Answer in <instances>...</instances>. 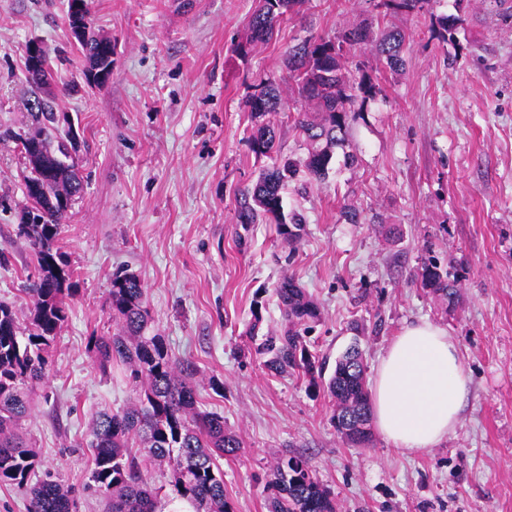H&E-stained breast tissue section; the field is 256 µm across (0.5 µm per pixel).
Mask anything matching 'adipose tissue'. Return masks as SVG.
Returning <instances> with one entry per match:
<instances>
[{
	"label": "adipose tissue",
	"mask_w": 512,
	"mask_h": 512,
	"mask_svg": "<svg viewBox=\"0 0 512 512\" xmlns=\"http://www.w3.org/2000/svg\"><path fill=\"white\" fill-rule=\"evenodd\" d=\"M469 378L447 329L405 325L381 359L373 384V418L395 448L421 452L443 443L464 410Z\"/></svg>",
	"instance_id": "adipose-tissue-1"
}]
</instances>
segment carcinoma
Masks as SVG:
<instances>
[{"label": "carcinoma", "instance_id": "1", "mask_svg": "<svg viewBox=\"0 0 512 512\" xmlns=\"http://www.w3.org/2000/svg\"><path fill=\"white\" fill-rule=\"evenodd\" d=\"M306 2L255 0L239 52L246 55L250 47L272 41L280 24L299 14ZM431 2L383 0V5L397 11H427ZM464 22L461 16L441 19L435 38L442 43L453 41V29ZM86 29L81 48L88 74L107 67L112 40L97 35L90 24ZM404 42L401 31L385 28L375 44L378 61L393 71L399 69ZM368 43V26L361 22L333 37H311L288 47L291 92L315 108L313 112L298 110L293 116L295 128L309 144L308 155L299 161H277L262 170L252 186L240 193L239 223L255 224L263 219L277 225L288 242L301 237L305 220L302 214L285 210V182L302 168L312 178H325L331 169L332 148L348 135L349 113L358 101L377 93L368 77L345 66L347 57ZM28 76L32 130L39 140L31 147L30 132H3L21 144L29 163L25 193L32 206L23 213L18 231L31 249L35 274L26 288L33 304L28 326L21 327L12 307L0 302V485L29 487V512H77L73 491L53 474L46 472L31 482L38 457L22 432V421L30 411L31 389L46 377L48 350L76 294L74 272L59 236L71 202L82 190L80 162L72 158L79 134L67 117L55 112L53 98L44 91L43 83L31 71ZM247 105L254 117L260 118L282 111L283 99L275 83L264 80L254 86ZM275 140L274 126L261 124L251 137L252 149L267 155ZM418 278L436 299L453 301L456 286L448 282V269L435 257L423 262ZM276 291L283 307L284 329L279 334L264 333L261 317L254 315L247 336L255 354L272 371L297 370L309 377V385H325L336 403L332 416L336 431L349 443L368 447L372 442L371 401L362 352L355 345L347 349L329 379H324L325 364L316 361L305 340L318 319L317 307L288 276L280 280ZM110 305L121 330L113 336L91 335L88 347L102 368L114 362L125 366L136 397L125 409L93 415L88 447L94 452V468L89 489L103 498L105 512H161L160 489L148 482L147 474L165 463L173 474L172 492L190 507L189 512H230L224 471L217 459L238 455L243 448L239 436L224 427L223 416L198 409L197 369L187 359L172 357L162 338L150 334L144 286L136 276L112 275ZM268 486L273 490L269 512H336L330 491L301 456L280 458L271 470Z\"/></svg>", "mask_w": 512, "mask_h": 512}]
</instances>
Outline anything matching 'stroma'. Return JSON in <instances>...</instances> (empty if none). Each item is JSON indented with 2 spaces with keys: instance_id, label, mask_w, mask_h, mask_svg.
I'll return each instance as SVG.
<instances>
[{
  "instance_id": "obj_1",
  "label": "stroma",
  "mask_w": 512,
  "mask_h": 512,
  "mask_svg": "<svg viewBox=\"0 0 512 512\" xmlns=\"http://www.w3.org/2000/svg\"><path fill=\"white\" fill-rule=\"evenodd\" d=\"M252 8L91 0L95 31L112 41V79L92 89L68 0H0V127L30 125L25 47L36 40L51 61L55 109L84 141V190L61 232L78 292L22 423L39 471L74 490L79 512H103L87 489L90 417L127 407L134 393L123 367L101 371L87 342L116 330L110 279L123 269L143 283L169 353L195 364L199 409L222 415L243 441L219 462L233 512H268L266 479L286 453L310 459L336 512H512V0L462 9L437 0L428 12L383 20L372 0H308L273 41L242 56ZM460 12L453 44L431 40L438 17ZM359 21L404 32L402 69L362 56L378 94L350 115L327 179L286 186V210L305 218L298 241L273 224L239 223V191L271 164L249 141L253 85L285 75L289 45ZM28 171L20 146L0 140V301L23 325L34 272L18 233ZM349 210L360 223H348ZM429 256L457 278L454 305L420 288ZM285 276L317 306L306 343L330 370L355 345L374 377L403 325L448 329L470 386L446 442L403 453L377 433L370 447L351 446L323 389L299 372H269L248 351L254 316L264 329L283 327L275 289Z\"/></svg>"
}]
</instances>
